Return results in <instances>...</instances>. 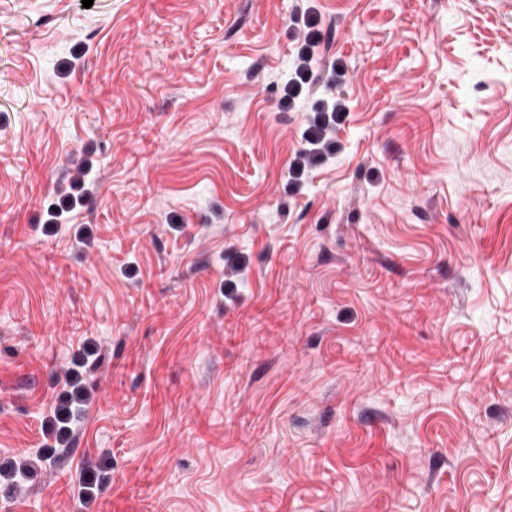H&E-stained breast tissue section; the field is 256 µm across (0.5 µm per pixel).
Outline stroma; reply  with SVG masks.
Returning <instances> with one entry per match:
<instances>
[{"instance_id": "1", "label": "stroma", "mask_w": 512, "mask_h": 512, "mask_svg": "<svg viewBox=\"0 0 512 512\" xmlns=\"http://www.w3.org/2000/svg\"><path fill=\"white\" fill-rule=\"evenodd\" d=\"M349 107L285 170L293 18ZM84 177H77L78 165ZM77 200L88 248L37 227ZM0 512H512V10L499 0H0ZM98 353L93 337L85 338L77 346L64 368L62 387L55 394L52 415L43 424L44 434L53 439V444L41 448L35 456L27 455L15 463L13 458L0 463V481L3 478L18 484L40 469L44 458L58 457L72 446L93 401L94 387L90 378L99 363ZM110 483L109 474L102 470L100 466H93L90 461L85 463L78 493L81 507L86 508L87 505H91Z\"/></svg>"}]
</instances>
